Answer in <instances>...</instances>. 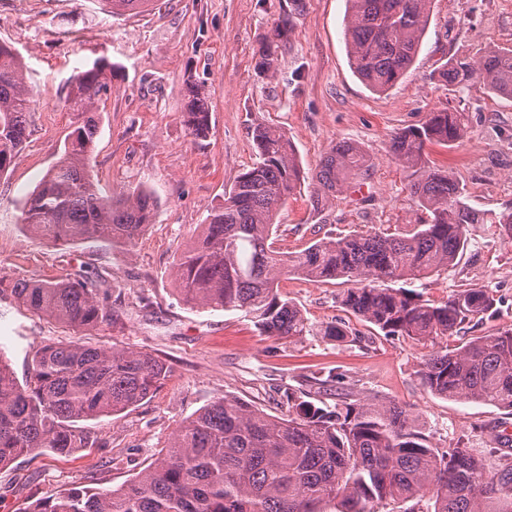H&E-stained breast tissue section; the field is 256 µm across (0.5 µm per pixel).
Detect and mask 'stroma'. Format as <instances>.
I'll return each mask as SVG.
<instances>
[{
	"mask_svg": "<svg viewBox=\"0 0 512 512\" xmlns=\"http://www.w3.org/2000/svg\"><path fill=\"white\" fill-rule=\"evenodd\" d=\"M289 4L150 0L112 17L101 13L97 0H0V42L21 52L34 109L25 148L0 175V357L20 381L28 359L46 343L128 347L171 368L139 405L85 421L90 447L71 457L35 452L0 468V512H25L34 498L75 483L95 492L119 488L156 459L183 420L214 399L229 394L280 417L288 412L286 392L308 389L313 376L328 371L342 374L348 391L405 408L441 448L462 441L484 454L501 428L512 430V415L435 396L418 376L423 359L441 347L512 325V242L490 239L481 225H471L474 244L457 265L414 289L441 303L485 285L500 298L501 313L443 340L384 336L338 306L339 280L284 279L280 292L311 324L345 322L359 333L356 342L268 337L241 312L179 299L173 263L200 234L208 210L223 203L225 189L255 163L251 128L259 122L286 131L307 176L342 140L358 143L370 163L367 174L319 214L308 202L309 183H301L276 216L281 250L328 235H395L416 224L407 173L391 141L431 112L465 113L469 133L451 146L430 147V161L455 173L474 208L512 207V99L493 96L476 79L460 86L437 80L448 59L512 47V0H434L412 67L383 93L370 91L349 67L345 0H302L288 52L272 78H259L255 53ZM102 56L116 71L97 103L93 175L107 194L151 189L155 220L130 247L100 241L52 246L14 217L71 129L65 101L73 72ZM190 79L204 86L209 106L211 131L203 140L192 138L183 123ZM81 270L110 286L112 319L94 329L73 332L28 311L11 293L20 278L59 279Z\"/></svg>",
	"mask_w": 512,
	"mask_h": 512,
	"instance_id": "stroma-1",
	"label": "stroma"
}]
</instances>
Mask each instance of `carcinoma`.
Returning a JSON list of instances; mask_svg holds the SVG:
<instances>
[{
    "label": "carcinoma",
    "mask_w": 512,
    "mask_h": 512,
    "mask_svg": "<svg viewBox=\"0 0 512 512\" xmlns=\"http://www.w3.org/2000/svg\"><path fill=\"white\" fill-rule=\"evenodd\" d=\"M110 13L133 11L148 0H100ZM302 0L273 27L256 52L260 74H275ZM343 34L353 72L375 92L395 86L418 53L433 0H345ZM115 67L99 57L75 71L68 108L75 116L64 149L24 200L18 223L57 246L85 240L132 245L153 223L154 193L145 187L106 195L90 173L99 129L96 103ZM481 80L512 98V47L477 59L451 58L438 72L445 84ZM183 122L194 138L209 135L201 89L187 81ZM32 122L27 71L20 53L0 43V174L20 153ZM462 112H430L392 138L396 161L409 173L410 196L423 213L400 235L326 237L284 252L274 247L275 217L300 184L301 163L280 128L254 126L258 161L240 173L224 203L208 210L202 231L173 266L177 291L188 304L236 310L265 336H323L345 342L341 321L315 326L279 292L281 279L351 284L340 307L385 336L435 340L466 322L496 315L500 299L487 286L463 289L440 304L407 286L455 266L472 244L469 225L512 240V208L479 210L448 170L430 164L426 148L462 140ZM369 170L356 143L332 146L311 177L313 211L331 206L350 176ZM403 282L398 288L391 284ZM105 282L20 279L12 288L31 312L74 330L112 319ZM170 369L150 353L124 348L48 343L35 351L24 383L0 359V467L35 451L70 457L93 441L76 423L138 405L163 384ZM432 394L512 411V326L476 336L426 358L418 371ZM338 396L334 407L288 394V415L272 416L233 396L195 411L155 461L128 484L93 492L75 483L46 494L25 512H373L369 505L421 500L410 512H512V459H487L464 443L442 450L415 429L394 403L353 399L334 372L314 378Z\"/></svg>",
    "instance_id": "obj_1"
}]
</instances>
